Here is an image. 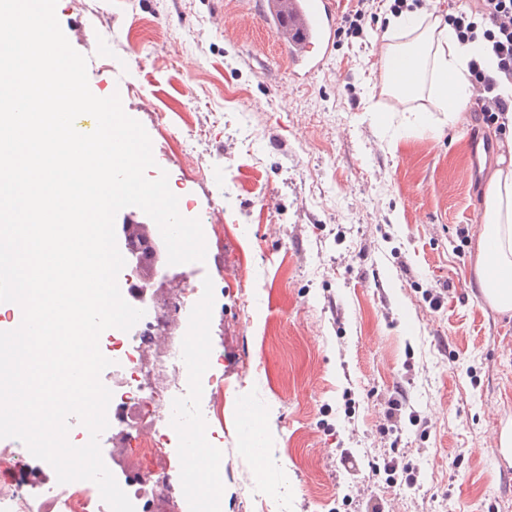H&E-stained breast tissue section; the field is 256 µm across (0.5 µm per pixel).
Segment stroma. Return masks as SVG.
<instances>
[{"mask_svg": "<svg viewBox=\"0 0 512 512\" xmlns=\"http://www.w3.org/2000/svg\"><path fill=\"white\" fill-rule=\"evenodd\" d=\"M56 16L92 93H121L149 134L147 178L224 230L198 266L224 358L223 512H258L254 484L287 512H512L496 454L512 311L474 275L482 190L512 143H470L473 112L451 126L429 93L392 94L386 12L304 81L247 0H57ZM195 278L168 266L158 293ZM241 288L262 303L239 306Z\"/></svg>", "mask_w": 512, "mask_h": 512, "instance_id": "1", "label": "stroma"}]
</instances>
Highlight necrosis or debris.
<instances>
[{
    "label": "necrosis or debris",
    "instance_id": "necrosis-or-debris-1",
    "mask_svg": "<svg viewBox=\"0 0 512 512\" xmlns=\"http://www.w3.org/2000/svg\"><path fill=\"white\" fill-rule=\"evenodd\" d=\"M207 286L182 289L164 307L143 303L144 317L131 330H113L107 346L119 356L110 377L113 413L132 408L139 416L134 433L121 451L125 472L124 490L135 512H173L167 498L174 470L170 463L171 443L205 448L204 433L213 419L223 416L222 407L212 405L195 385L199 367L206 361L201 353L188 350L183 341L180 315L183 310L206 301ZM13 457V465L0 470V512H37L36 502L52 498L55 512H110L96 498L89 481L70 483L58 493L50 475L31 482V453L20 442L0 447Z\"/></svg>",
    "mask_w": 512,
    "mask_h": 512
}]
</instances>
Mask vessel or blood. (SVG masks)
<instances>
[{"label": "vessel or blood", "instance_id": "obj_1", "mask_svg": "<svg viewBox=\"0 0 512 512\" xmlns=\"http://www.w3.org/2000/svg\"><path fill=\"white\" fill-rule=\"evenodd\" d=\"M263 18L288 43L295 78L319 72L335 42L338 0H263Z\"/></svg>", "mask_w": 512, "mask_h": 512}]
</instances>
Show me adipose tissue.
<instances>
[{
    "label": "adipose tissue",
    "instance_id": "ef3b65f1",
    "mask_svg": "<svg viewBox=\"0 0 512 512\" xmlns=\"http://www.w3.org/2000/svg\"><path fill=\"white\" fill-rule=\"evenodd\" d=\"M385 79L401 95L429 86L438 111L456 123L472 95L468 61L476 44H461L448 25L406 13L390 22ZM476 283L498 311H512V163L498 168L484 194V224L478 236Z\"/></svg>",
    "mask_w": 512,
    "mask_h": 512
}]
</instances>
